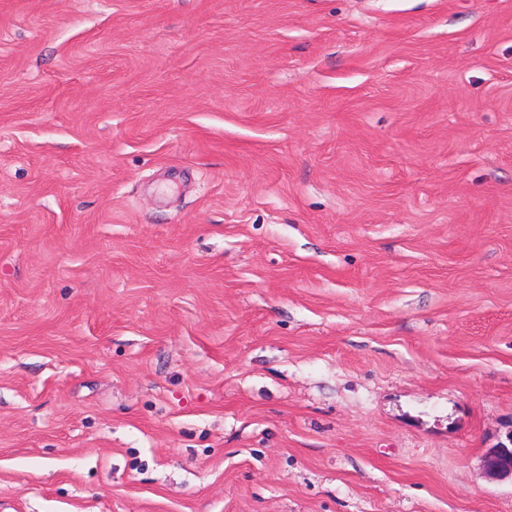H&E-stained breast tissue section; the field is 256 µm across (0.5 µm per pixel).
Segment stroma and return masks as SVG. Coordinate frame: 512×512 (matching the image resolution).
Wrapping results in <instances>:
<instances>
[{
	"label": "stroma",
	"mask_w": 512,
	"mask_h": 512,
	"mask_svg": "<svg viewBox=\"0 0 512 512\" xmlns=\"http://www.w3.org/2000/svg\"><path fill=\"white\" fill-rule=\"evenodd\" d=\"M512 0H0V512H512ZM484 467L493 477L512 479V433L507 437V443L501 442L485 454Z\"/></svg>",
	"instance_id": "35a3bbf8"
}]
</instances>
